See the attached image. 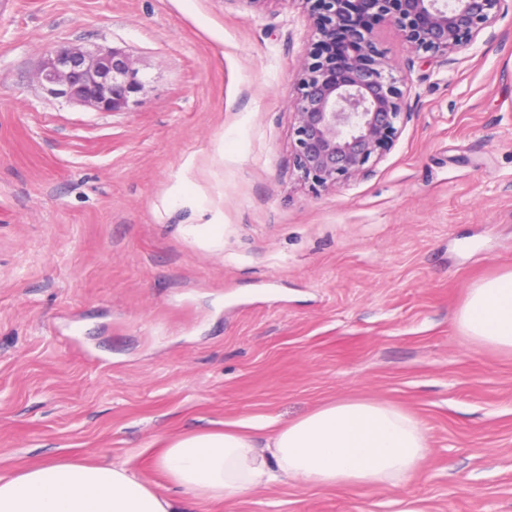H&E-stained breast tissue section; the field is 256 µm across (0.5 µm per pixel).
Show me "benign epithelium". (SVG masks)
Returning a JSON list of instances; mask_svg holds the SVG:
<instances>
[{
    "mask_svg": "<svg viewBox=\"0 0 512 512\" xmlns=\"http://www.w3.org/2000/svg\"><path fill=\"white\" fill-rule=\"evenodd\" d=\"M317 42L292 100L294 170L315 192L366 179L410 119L401 85L378 47L387 23L415 53L448 62L504 13L507 0H298ZM50 93L102 112L129 105L142 86L134 60L103 45L61 46L40 72Z\"/></svg>",
    "mask_w": 512,
    "mask_h": 512,
    "instance_id": "7a95c632",
    "label": "benign epithelium"
}]
</instances>
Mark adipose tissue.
Returning a JSON list of instances; mask_svg holds the SVG:
<instances>
[{
  "instance_id": "1",
  "label": "adipose tissue",
  "mask_w": 512,
  "mask_h": 512,
  "mask_svg": "<svg viewBox=\"0 0 512 512\" xmlns=\"http://www.w3.org/2000/svg\"><path fill=\"white\" fill-rule=\"evenodd\" d=\"M467 339L512 353V271L470 288L458 314ZM427 436L415 416L387 403H328L279 428L265 442L236 429L167 442L157 465L175 492L213 502L294 481L315 487H396L419 468ZM124 466L50 460L0 472V512H176Z\"/></svg>"
}]
</instances>
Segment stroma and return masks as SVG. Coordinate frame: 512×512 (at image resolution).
<instances>
[{
  "instance_id": "1",
  "label": "stroma",
  "mask_w": 512,
  "mask_h": 512,
  "mask_svg": "<svg viewBox=\"0 0 512 512\" xmlns=\"http://www.w3.org/2000/svg\"><path fill=\"white\" fill-rule=\"evenodd\" d=\"M375 38L412 115L370 177L315 194L289 145L316 41L296 0L0 8V471L104 460L162 492L176 435L369 399L424 425L406 483L182 512H512V354L457 325L512 271V10L446 65ZM62 44L129 53L128 107L48 94Z\"/></svg>"
}]
</instances>
